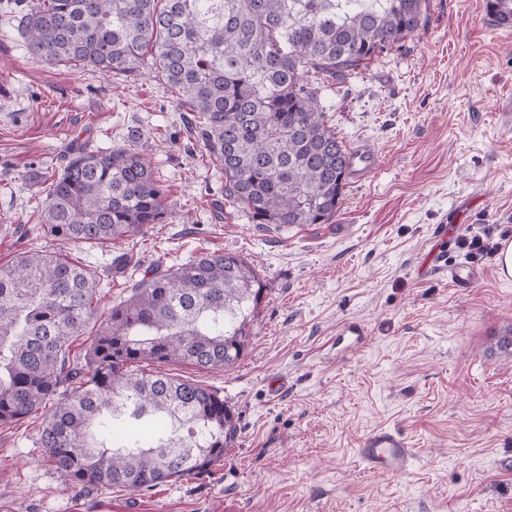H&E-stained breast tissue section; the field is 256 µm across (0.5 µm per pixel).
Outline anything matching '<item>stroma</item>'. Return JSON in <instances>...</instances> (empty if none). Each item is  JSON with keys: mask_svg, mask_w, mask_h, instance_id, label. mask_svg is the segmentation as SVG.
I'll list each match as a JSON object with an SVG mask.
<instances>
[{"mask_svg": "<svg viewBox=\"0 0 512 512\" xmlns=\"http://www.w3.org/2000/svg\"><path fill=\"white\" fill-rule=\"evenodd\" d=\"M488 0H429L424 27L362 75L317 85L346 148L377 171L345 187L326 224H251L224 201V171L190 136L175 93L155 77H104L28 55L0 0V264L56 251L37 216L44 172L71 142L101 149L136 129L171 215L122 246L133 264L203 252L253 261L265 284L244 357L229 371L178 367L223 389L238 416L211 475L149 491L64 488L34 440L42 415L0 426V512H512V279L462 240L512 234V30ZM448 225V266L484 270L471 287L427 269ZM100 277L101 312L127 295L105 248H66ZM362 346L336 349L346 324ZM394 427L411 470L367 472L356 450Z\"/></svg>", "mask_w": 512, "mask_h": 512, "instance_id": "obj_1", "label": "stroma"}]
</instances>
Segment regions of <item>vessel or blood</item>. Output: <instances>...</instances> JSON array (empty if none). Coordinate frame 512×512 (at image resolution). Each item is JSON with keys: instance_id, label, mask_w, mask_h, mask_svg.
Here are the masks:
<instances>
[{"instance_id": "obj_1", "label": "vessel or blood", "mask_w": 512, "mask_h": 512, "mask_svg": "<svg viewBox=\"0 0 512 512\" xmlns=\"http://www.w3.org/2000/svg\"><path fill=\"white\" fill-rule=\"evenodd\" d=\"M376 153L364 146L355 148L348 156V169L354 181L367 179L376 169ZM356 455L364 469L372 473L402 475L407 473L413 460V450L397 431L381 428L363 441Z\"/></svg>"}]
</instances>
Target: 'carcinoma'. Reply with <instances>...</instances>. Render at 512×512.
<instances>
[{
	"label": "carcinoma",
	"instance_id": "cac0c4a2",
	"mask_svg": "<svg viewBox=\"0 0 512 512\" xmlns=\"http://www.w3.org/2000/svg\"><path fill=\"white\" fill-rule=\"evenodd\" d=\"M428 0H13L36 62L103 74L153 72L192 113L224 170V199L249 221L327 224L342 204L347 149L311 79L346 84L424 25ZM131 131L110 150L74 144L49 177L39 224L108 244L169 218L166 189ZM100 280L30 250L0 265V425L47 410L35 446L67 487L150 490L224 460L237 417L215 387L143 365L226 370L244 356L264 288L229 252L157 261L112 307L86 350Z\"/></svg>",
	"mask_w": 512,
	"mask_h": 512
}]
</instances>
